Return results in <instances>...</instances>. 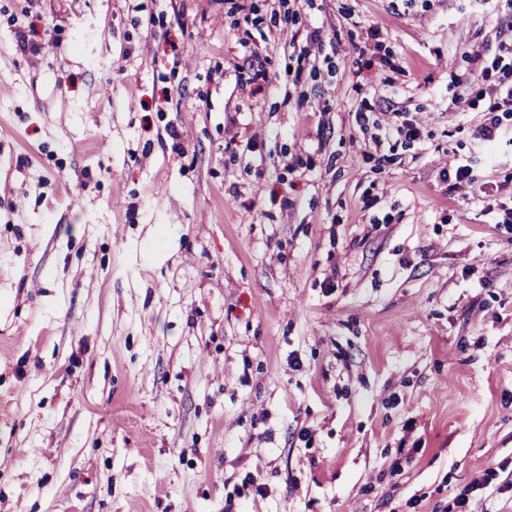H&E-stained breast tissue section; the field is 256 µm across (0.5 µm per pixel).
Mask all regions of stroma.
I'll list each match as a JSON object with an SVG mask.
<instances>
[{"label": "stroma", "instance_id": "stroma-1", "mask_svg": "<svg viewBox=\"0 0 512 512\" xmlns=\"http://www.w3.org/2000/svg\"><path fill=\"white\" fill-rule=\"evenodd\" d=\"M511 90L512 0H0V512H512Z\"/></svg>", "mask_w": 512, "mask_h": 512}]
</instances>
